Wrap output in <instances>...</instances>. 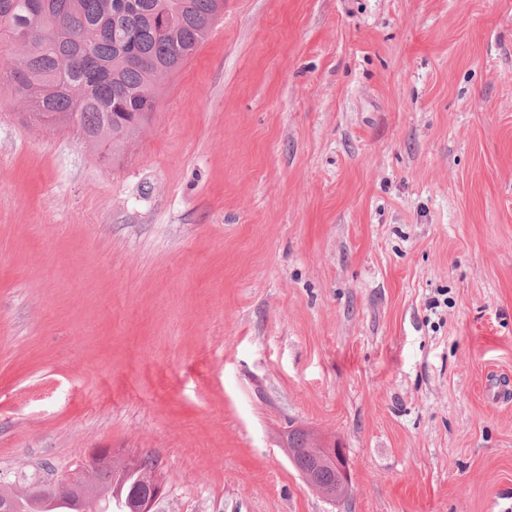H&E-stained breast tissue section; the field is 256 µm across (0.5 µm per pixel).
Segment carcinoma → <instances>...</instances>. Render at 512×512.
<instances>
[{
    "label": "carcinoma",
    "instance_id": "obj_1",
    "mask_svg": "<svg viewBox=\"0 0 512 512\" xmlns=\"http://www.w3.org/2000/svg\"><path fill=\"white\" fill-rule=\"evenodd\" d=\"M217 0H0V89L17 99L34 123L78 128L91 143L122 153L136 134L126 112H153L163 82L204 42ZM21 27L42 33L37 44L13 39ZM290 457L302 472L316 468L324 485L336 473L319 450L293 434ZM149 466L86 467L60 509L30 490L0 487L11 512H99L107 502L130 503L134 488L154 482Z\"/></svg>",
    "mask_w": 512,
    "mask_h": 512
}]
</instances>
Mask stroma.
Here are the masks:
<instances>
[{"label":"stroma","instance_id":"stroma-1","mask_svg":"<svg viewBox=\"0 0 512 512\" xmlns=\"http://www.w3.org/2000/svg\"><path fill=\"white\" fill-rule=\"evenodd\" d=\"M19 111L0 484L108 448L154 512H512V0H224L111 163ZM304 433L295 432L291 439L290 457L295 468L302 474V471L317 468L321 475V481L324 485L335 484L336 481H346L348 475L346 460L342 448H331L332 456L336 452V473L329 467L322 465L321 453L318 449L312 448L306 444ZM347 482V481H346Z\"/></svg>","mask_w":512,"mask_h":512}]
</instances>
